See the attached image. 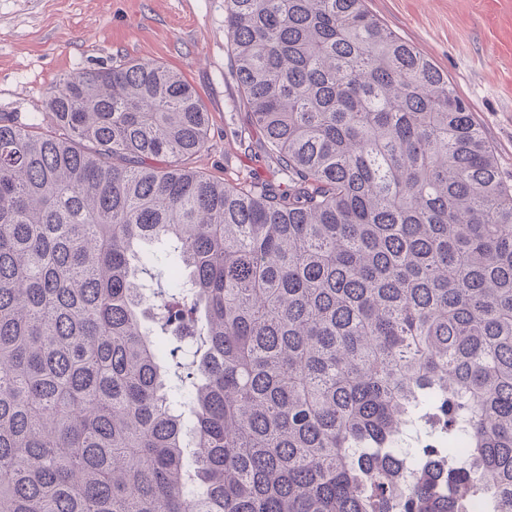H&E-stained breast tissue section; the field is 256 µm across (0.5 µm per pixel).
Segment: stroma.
Segmentation results:
<instances>
[{
    "instance_id": "1",
    "label": "stroma",
    "mask_w": 512,
    "mask_h": 512,
    "mask_svg": "<svg viewBox=\"0 0 512 512\" xmlns=\"http://www.w3.org/2000/svg\"><path fill=\"white\" fill-rule=\"evenodd\" d=\"M391 31L427 55L494 147L512 181V0H367ZM224 0H0V113L40 115L48 92L79 67L150 58L183 73L209 114L195 165L230 185L276 182L248 112L239 107Z\"/></svg>"
}]
</instances>
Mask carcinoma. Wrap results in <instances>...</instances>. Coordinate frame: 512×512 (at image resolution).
Returning <instances> with one entry per match:
<instances>
[{
    "instance_id": "1",
    "label": "carcinoma",
    "mask_w": 512,
    "mask_h": 512,
    "mask_svg": "<svg viewBox=\"0 0 512 512\" xmlns=\"http://www.w3.org/2000/svg\"><path fill=\"white\" fill-rule=\"evenodd\" d=\"M283 178L146 60L0 115V512H512V184L366 0H225Z\"/></svg>"
}]
</instances>
